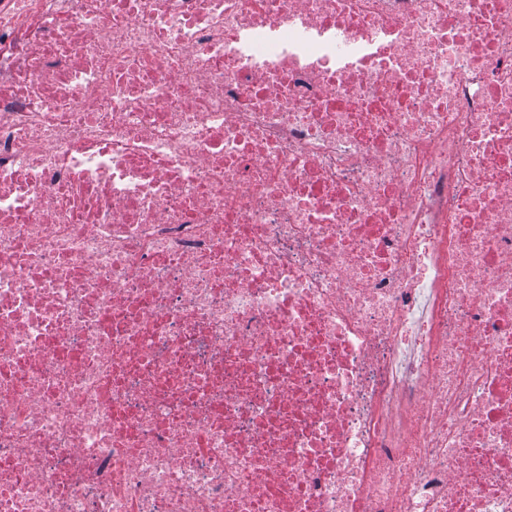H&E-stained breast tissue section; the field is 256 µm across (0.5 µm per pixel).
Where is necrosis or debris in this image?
<instances>
[{
	"label": "necrosis or debris",
	"mask_w": 512,
	"mask_h": 512,
	"mask_svg": "<svg viewBox=\"0 0 512 512\" xmlns=\"http://www.w3.org/2000/svg\"><path fill=\"white\" fill-rule=\"evenodd\" d=\"M0 512H512V0H0Z\"/></svg>",
	"instance_id": "obj_1"
}]
</instances>
